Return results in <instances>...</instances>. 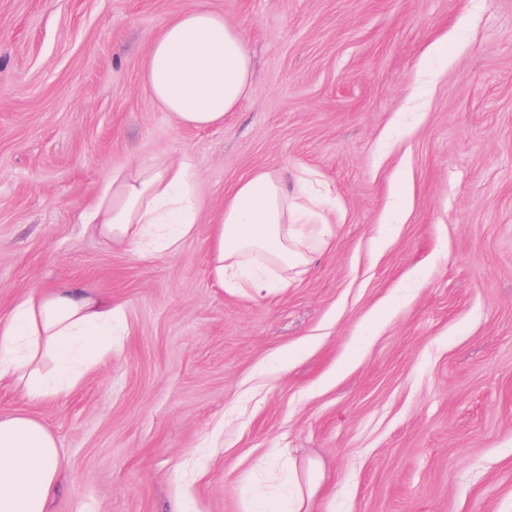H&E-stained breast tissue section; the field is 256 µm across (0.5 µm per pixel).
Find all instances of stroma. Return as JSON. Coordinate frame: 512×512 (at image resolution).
Segmentation results:
<instances>
[{"mask_svg":"<svg viewBox=\"0 0 512 512\" xmlns=\"http://www.w3.org/2000/svg\"><path fill=\"white\" fill-rule=\"evenodd\" d=\"M199 7L253 78L176 129L143 64ZM182 152L177 254L85 223L112 169ZM300 166L334 189L329 246L265 297L217 285L225 194ZM65 283L123 333L65 393L0 381V415L58 441L50 512H243L283 492L272 448L321 466L315 512H512V0H0V318Z\"/></svg>","mask_w":512,"mask_h":512,"instance_id":"35a3bbf8","label":"stroma"}]
</instances>
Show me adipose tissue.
I'll list each match as a JSON object with an SVG mask.
<instances>
[{"mask_svg": "<svg viewBox=\"0 0 512 512\" xmlns=\"http://www.w3.org/2000/svg\"><path fill=\"white\" fill-rule=\"evenodd\" d=\"M251 79L243 32L207 8L171 19L145 58V83L177 129L223 125ZM329 195L308 169L296 170L290 183L267 171L240 179L211 231L215 282L258 297L288 287L334 234ZM197 219L196 168L187 154L112 170L85 217L109 241L170 255L195 234ZM117 317L110 300L73 284L30 293L0 319V380L33 400L72 388L111 350ZM60 473V450L44 424L0 416V512H48Z\"/></svg>", "mask_w": 512, "mask_h": 512, "instance_id": "obj_1", "label": "adipose tissue"}]
</instances>
